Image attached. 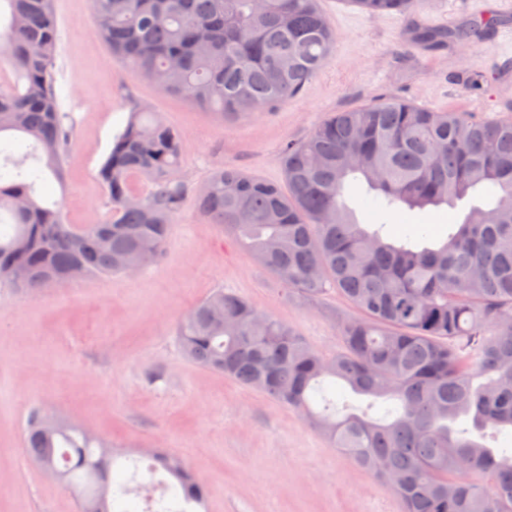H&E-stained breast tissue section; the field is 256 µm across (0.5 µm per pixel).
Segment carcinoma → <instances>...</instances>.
<instances>
[{
  "label": "carcinoma",
  "mask_w": 512,
  "mask_h": 512,
  "mask_svg": "<svg viewBox=\"0 0 512 512\" xmlns=\"http://www.w3.org/2000/svg\"><path fill=\"white\" fill-rule=\"evenodd\" d=\"M423 0H351L368 14L413 16ZM8 23L0 55L23 83L0 85V139L23 137L33 152L6 149L0 172V283L30 295L46 285L128 274L160 261L188 198L284 287L315 301L339 290L363 313L341 326L343 350L327 357L249 300L217 288L177 323L183 356L299 411L328 442L369 471L403 512H512V454L482 443L512 428V121H473L402 99L378 98L333 112L283 149L279 184L222 165L198 188L178 176L180 131L136 107L98 172L110 207L99 224L67 223L37 187L64 180L71 138L55 92L53 0H0ZM112 54L224 118L248 117L301 93L324 67L336 33L320 0H92ZM488 20L417 27L424 49L477 44ZM133 173L152 184L146 195ZM473 205L446 238L390 242L381 229L392 206ZM32 272L19 282L14 271ZM338 379L357 394L392 399L382 416L313 397ZM471 417L472 429L453 427ZM83 426L40 407L27 418L30 460L53 462L82 493L81 512H112L116 451ZM177 481L181 500L205 508L203 484L176 452L152 456L148 471Z\"/></svg>",
  "instance_id": "1"
}]
</instances>
